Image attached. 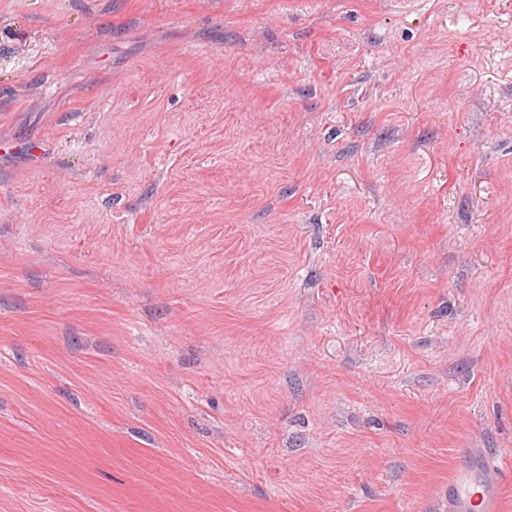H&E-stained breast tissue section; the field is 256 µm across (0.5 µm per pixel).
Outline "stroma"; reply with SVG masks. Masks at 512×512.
<instances>
[{"instance_id":"35a3bbf8","label":"stroma","mask_w":512,"mask_h":512,"mask_svg":"<svg viewBox=\"0 0 512 512\" xmlns=\"http://www.w3.org/2000/svg\"><path fill=\"white\" fill-rule=\"evenodd\" d=\"M512 512V0H0V512ZM498 477L483 464L458 469L448 482L449 512H498Z\"/></svg>"}]
</instances>
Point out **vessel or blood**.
<instances>
[{
  "label": "vessel or blood",
  "instance_id": "1",
  "mask_svg": "<svg viewBox=\"0 0 512 512\" xmlns=\"http://www.w3.org/2000/svg\"><path fill=\"white\" fill-rule=\"evenodd\" d=\"M449 512H499L498 477L484 465L456 470L448 482Z\"/></svg>",
  "mask_w": 512,
  "mask_h": 512
}]
</instances>
